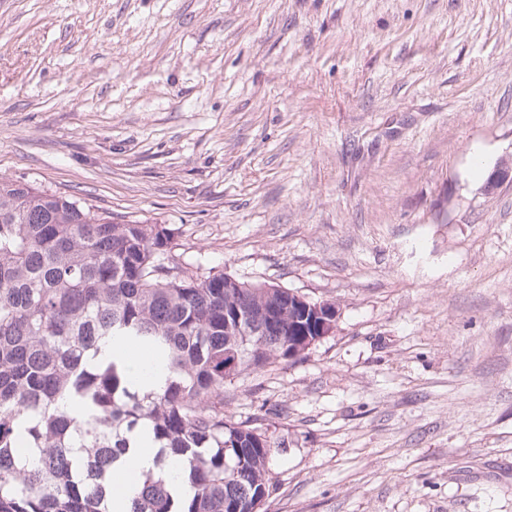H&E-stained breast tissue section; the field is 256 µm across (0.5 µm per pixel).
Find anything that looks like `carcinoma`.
Masks as SVG:
<instances>
[{
    "label": "carcinoma",
    "mask_w": 512,
    "mask_h": 512,
    "mask_svg": "<svg viewBox=\"0 0 512 512\" xmlns=\"http://www.w3.org/2000/svg\"><path fill=\"white\" fill-rule=\"evenodd\" d=\"M172 240L0 177V512H112L142 427L159 472L126 512H261L273 443L224 418V384L306 348L313 325L287 288L188 274ZM122 337L153 357L138 378L102 356Z\"/></svg>",
    "instance_id": "1"
}]
</instances>
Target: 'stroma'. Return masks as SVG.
Masks as SVG:
<instances>
[{
  "mask_svg": "<svg viewBox=\"0 0 512 512\" xmlns=\"http://www.w3.org/2000/svg\"><path fill=\"white\" fill-rule=\"evenodd\" d=\"M510 157L512 0H0V176L335 303L265 512H512Z\"/></svg>",
  "mask_w": 512,
  "mask_h": 512,
  "instance_id": "35a3bbf8",
  "label": "stroma"
}]
</instances>
